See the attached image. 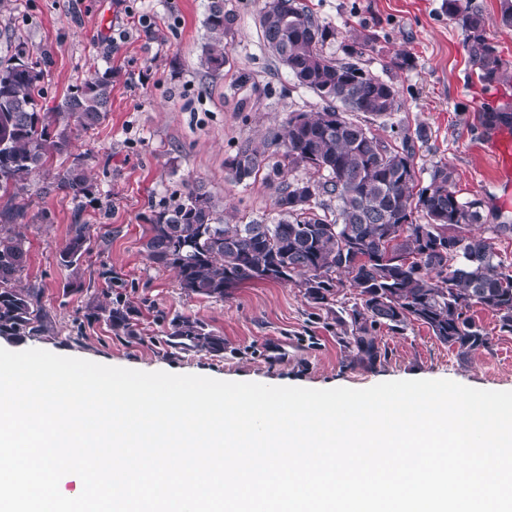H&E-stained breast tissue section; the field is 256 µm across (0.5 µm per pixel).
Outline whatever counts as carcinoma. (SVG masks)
Listing matches in <instances>:
<instances>
[{
  "label": "carcinoma",
  "instance_id": "1",
  "mask_svg": "<svg viewBox=\"0 0 512 512\" xmlns=\"http://www.w3.org/2000/svg\"><path fill=\"white\" fill-rule=\"evenodd\" d=\"M443 11L461 26L471 66L467 78L487 88L509 77L488 30L512 27V0H502L497 18L462 0H443ZM237 15L224 0H208L199 65L215 75L229 62L226 39ZM259 28L264 44L294 84L313 91L322 106L316 112H292L264 149L238 147L224 166L227 179L242 183L265 172L275 185L274 216L233 224L224 204L201 181H189L180 199L150 218L145 242L149 260L173 271L185 291L224 298L239 285L266 280L289 283L308 300L335 301L340 289L358 290L361 305L348 312L347 347L367 362L379 356L372 331L381 325L401 329L409 321L425 325L460 358L487 344L484 330L469 316L478 304L512 333V269L498 260L489 238L472 226L484 221L483 203L456 195L455 171L435 163L426 184L416 169L420 128L389 143L369 123L400 108L395 86L360 65L364 33L343 46L344 57L324 54L336 28L319 21L296 0L262 4ZM45 61L22 46L0 63V195L27 190L29 177L55 156L70 154L80 132L100 126L112 107V71H94L69 89L52 108L40 106ZM487 130L512 125V102L478 113ZM301 169L304 176L289 178ZM93 185L80 159L54 175L45 192L58 189L81 201ZM23 212L7 209L0 224V336H38L47 314L39 292L21 288L28 249L13 222ZM88 224H71L59 248V264L78 269L90 253ZM131 311L123 304L98 307L117 333L135 335ZM164 344L177 352L224 350V339L189 317L171 321Z\"/></svg>",
  "mask_w": 512,
  "mask_h": 512
}]
</instances>
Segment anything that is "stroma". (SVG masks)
Wrapping results in <instances>:
<instances>
[{
  "label": "stroma",
  "mask_w": 512,
  "mask_h": 512,
  "mask_svg": "<svg viewBox=\"0 0 512 512\" xmlns=\"http://www.w3.org/2000/svg\"><path fill=\"white\" fill-rule=\"evenodd\" d=\"M320 21L335 27L326 55L361 33L373 34L361 63L394 84L401 108L372 130L382 138L426 128L416 145L420 177L445 162L456 175L461 199L482 200L488 225L512 224V193L499 183L498 156L476 128L477 114L492 102L468 79L460 27L441 11L442 0H299ZM262 0H226L237 15L228 36L229 62L216 76L198 63L207 38V0H0V59L17 44L45 57V106L94 70L112 72V110L96 130L79 135L71 155L55 157L33 176L26 193L0 198V209L26 213L16 231L29 246L22 286L41 291L48 328L38 336H0V348H31L141 371L197 374L226 381L312 389H364L409 379H450L493 391H512V334L496 316L476 306L475 321L486 346L466 359L440 344L427 327L408 322L373 333L381 357L361 364L342 341L343 308L358 303L343 289L336 303L321 306L299 288L251 281L222 299L185 292L171 271L153 265L143 248L154 211L173 205L187 182H204L240 224L271 219L274 191L264 176L235 184L224 162L239 145H262L292 112H313L320 100L296 87L263 43L258 25ZM405 55L410 66L397 67ZM80 158L94 184L74 202L65 192H45L55 173ZM90 225L91 251L79 270L58 262L70 224ZM111 269L104 281L102 269ZM118 299L133 311L134 335L118 336L95 307ZM188 316L221 336V352L170 353L161 337L169 320ZM282 349H274V342Z\"/></svg>",
  "instance_id": "stroma-1"
}]
</instances>
